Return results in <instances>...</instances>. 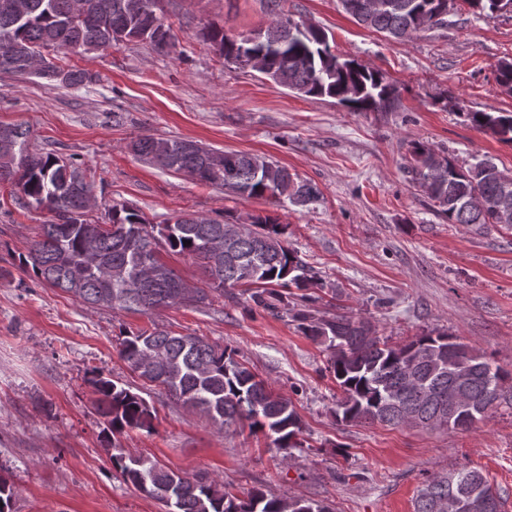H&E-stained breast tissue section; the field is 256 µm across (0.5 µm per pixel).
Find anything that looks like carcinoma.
I'll list each match as a JSON object with an SVG mask.
<instances>
[{"instance_id": "cac0c4a2", "label": "carcinoma", "mask_w": 512, "mask_h": 512, "mask_svg": "<svg viewBox=\"0 0 512 512\" xmlns=\"http://www.w3.org/2000/svg\"><path fill=\"white\" fill-rule=\"evenodd\" d=\"M270 2L275 19L266 30L231 38L224 29L210 27L202 32L203 40L225 61L243 68L259 60L257 72L298 95L333 98L359 112L393 105L395 87L382 71L335 54L323 29L299 27L285 15L283 0ZM380 2L383 8L378 12L364 8L345 12L357 23L396 39L447 23L448 0ZM9 3L0 0L1 73L81 85L87 80L85 73L55 63L32 70L33 57L51 49L79 53L139 41L165 53L176 40L172 24L157 12L159 0H26L22 19L9 10ZM463 3L478 14L512 7V0ZM495 79L512 93V59L497 64ZM463 116L472 126L512 144V112ZM27 138L28 131L20 125L0 128V156L16 158L13 167L0 170V183L17 184L26 207L46 209L53 220L39 225L35 239L18 254L19 268L85 305L150 314L186 302L206 303L209 294L202 288H194L188 298L181 295L188 283L161 262L159 249L164 248L199 261L210 290L251 288L255 305L291 316L304 335L324 344L327 367L341 390L334 413L342 422L401 427L410 410L431 420L457 392L474 418H456L446 428L464 430L496 408L503 385L512 382V372L447 333H424L393 345L365 318L339 312L314 314L309 290L323 287L322 279L285 245L284 227L269 215H250L240 223L234 218L182 213L172 223L150 224L137 209L114 205L109 228L91 227L86 216L92 189L86 180L75 183L66 173L79 167L53 153L28 150ZM194 145L190 140L142 136L131 142V150L163 170H186L202 184L242 197L266 198L274 204L286 198L302 206L318 198L312 182L264 156L225 151L224 166L217 168L193 150ZM409 153L408 173L444 220L479 229L502 223L493 200L502 186L512 188L511 172L500 170L488 156L463 166L447 151L422 141L412 142ZM236 223L240 233L224 242L221 261L211 263L207 244L224 238V226ZM293 288L297 292H291ZM119 346L120 355L139 378L164 388L189 409L226 427L246 422L281 452L302 447L301 419L292 402L258 379L234 351L198 336L158 328L128 333ZM459 360L465 368L454 367ZM89 382L98 395L97 410L105 418L106 434L115 438L128 429L152 430L153 410L140 393L100 373ZM112 465L136 489L173 512H330L315 500H286L261 490L241 498L215 480L204 481L142 456L114 455ZM464 485L483 486L488 498L501 504L481 472L463 467L428 478L419 489L415 512H434L436 502Z\"/></svg>"}]
</instances>
